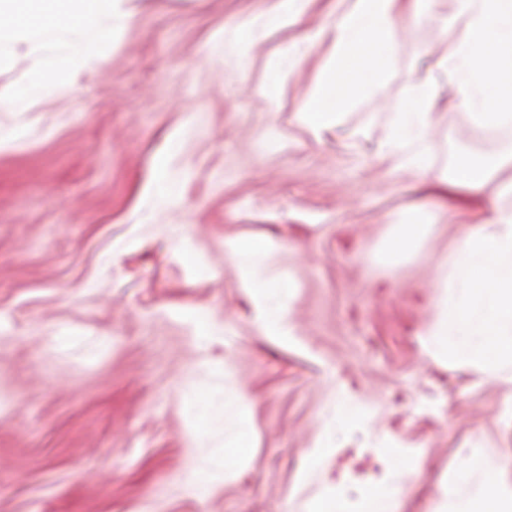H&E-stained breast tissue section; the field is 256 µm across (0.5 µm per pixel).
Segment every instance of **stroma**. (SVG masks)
<instances>
[{"label":"stroma","mask_w":512,"mask_h":512,"mask_svg":"<svg viewBox=\"0 0 512 512\" xmlns=\"http://www.w3.org/2000/svg\"><path fill=\"white\" fill-rule=\"evenodd\" d=\"M271 0H124L129 21L75 85L30 111H0V512H305L378 455L420 448L399 512H433L438 483L478 448L512 474L505 386L443 365L422 344L434 260L488 196L457 204L413 189L383 160L391 105L451 48L435 25L397 40L376 94L320 132L298 112L318 60L279 106L258 88L269 54L298 37L259 38L246 58L224 34ZM462 112L434 118L430 163L512 148L483 144ZM168 178L178 201L153 198ZM419 212L430 238L398 268L378 253ZM272 239L293 284L295 330L265 335L225 253ZM214 327L201 339L200 321ZM69 344H59L61 336ZM244 390L250 465L198 494L186 410L207 362ZM367 404L314 461L337 392Z\"/></svg>","instance_id":"1"}]
</instances>
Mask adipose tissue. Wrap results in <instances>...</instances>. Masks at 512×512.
Listing matches in <instances>:
<instances>
[{"mask_svg":"<svg viewBox=\"0 0 512 512\" xmlns=\"http://www.w3.org/2000/svg\"><path fill=\"white\" fill-rule=\"evenodd\" d=\"M314 0H273L229 36L228 49L244 55L260 36L301 25ZM337 16L303 42L270 54L259 92L269 103L281 93L319 45L313 84L299 105L303 122L318 130L355 101L368 97L388 76L395 26L410 35L430 22L449 38L444 61L447 85L425 77L407 85L393 108L385 153L396 168L452 198H474L494 185L489 215L459 228L453 249L436 264L434 320L423 332L440 359L480 369L493 380L512 378V177L499 178L508 159L500 155L463 159L453 175L432 171L428 141L441 97L475 128L512 132V0H452L447 15L436 0H326ZM123 0H0V58L20 56L29 79L0 109L29 111L36 92L50 81L76 83L98 66L102 48L123 28ZM428 236L427 225L411 220L395 225L379 260L397 266ZM228 257L239 269L263 331L280 339L293 333L291 285L267 262L276 245L269 240L228 241ZM243 391L228 394L215 384L197 392L189 416L194 465L191 486L202 491L216 476L233 475L253 459L250 426L240 404ZM421 452L393 451L382 475L365 483H345L333 496L315 498L308 512H398L402 471L420 467ZM435 512H512V483H506L495 453L471 455L453 480L439 488Z\"/></svg>","mask_w":512,"mask_h":512,"instance_id":"ef3b65f1","label":"adipose tissue"}]
</instances>
